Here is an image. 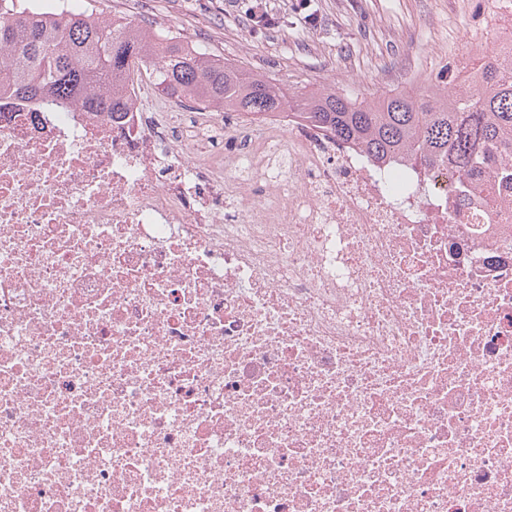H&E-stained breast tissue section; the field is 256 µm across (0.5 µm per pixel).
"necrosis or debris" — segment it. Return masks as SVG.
Returning a JSON list of instances; mask_svg holds the SVG:
<instances>
[{
  "label": "necrosis or debris",
  "instance_id": "1",
  "mask_svg": "<svg viewBox=\"0 0 512 512\" xmlns=\"http://www.w3.org/2000/svg\"><path fill=\"white\" fill-rule=\"evenodd\" d=\"M143 94L0 106V512H512V193Z\"/></svg>",
  "mask_w": 512,
  "mask_h": 512
}]
</instances>
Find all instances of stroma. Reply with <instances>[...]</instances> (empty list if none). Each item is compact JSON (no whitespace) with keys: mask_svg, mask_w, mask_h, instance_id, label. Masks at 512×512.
<instances>
[{"mask_svg":"<svg viewBox=\"0 0 512 512\" xmlns=\"http://www.w3.org/2000/svg\"><path fill=\"white\" fill-rule=\"evenodd\" d=\"M278 27L253 29L248 0H68L102 10L264 73L286 87L332 86L358 99L416 93L453 65L469 76L498 31L512 27V0H312L316 25L295 0H263Z\"/></svg>","mask_w":512,"mask_h":512,"instance_id":"35a3bbf8","label":"stroma"}]
</instances>
